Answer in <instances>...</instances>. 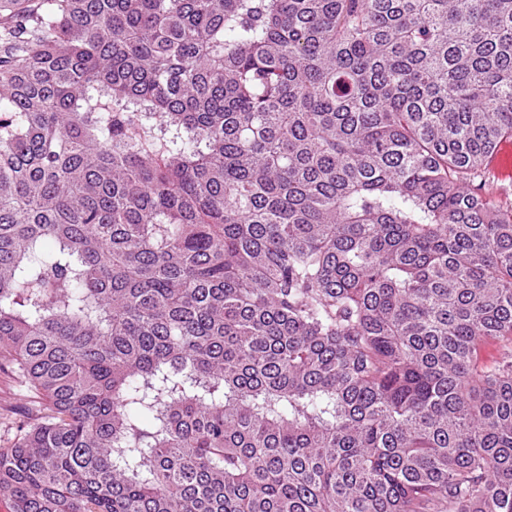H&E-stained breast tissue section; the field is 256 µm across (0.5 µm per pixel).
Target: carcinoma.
I'll return each instance as SVG.
<instances>
[{
	"label": "carcinoma",
	"mask_w": 512,
	"mask_h": 512,
	"mask_svg": "<svg viewBox=\"0 0 512 512\" xmlns=\"http://www.w3.org/2000/svg\"><path fill=\"white\" fill-rule=\"evenodd\" d=\"M508 138L512 0H0V495L512 512ZM491 171L494 179L502 182L498 190L507 191L512 187V146L503 141L493 150ZM39 401L10 372L0 370V448L10 447L19 422L36 416Z\"/></svg>",
	"instance_id": "carcinoma-1"
}]
</instances>
